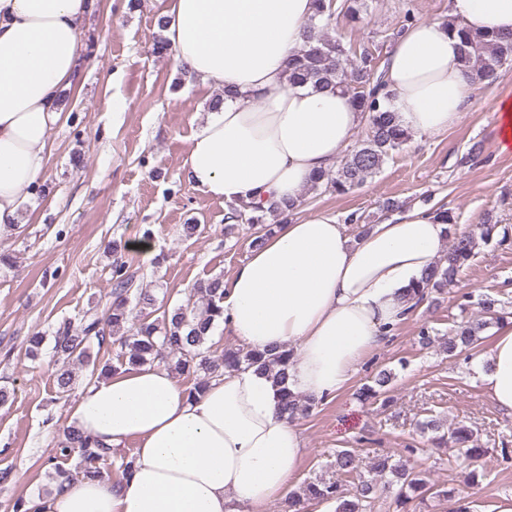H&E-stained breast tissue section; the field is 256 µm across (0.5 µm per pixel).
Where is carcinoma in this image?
I'll list each match as a JSON object with an SVG mask.
<instances>
[{
	"label": "carcinoma",
	"instance_id": "obj_1",
	"mask_svg": "<svg viewBox=\"0 0 512 512\" xmlns=\"http://www.w3.org/2000/svg\"><path fill=\"white\" fill-rule=\"evenodd\" d=\"M318 19L311 23L308 42L289 62V79L299 83H311L316 89H340L349 94L361 111L368 113V129L364 139L357 142L344 156L340 167L321 173L314 178L310 188L325 192L348 193L362 185L376 174L385 159L403 149L411 132L402 126L396 113L379 105L376 91L380 88L375 78L376 62L366 48L355 50L339 37L324 33L333 18L331 8L325 0H317ZM460 39L461 63L470 75L471 83L480 84L493 80L497 71L505 64H512V34L478 33L464 28L457 29ZM229 221L226 231L234 224L247 222L258 224L263 220L247 211V206L233 207L225 217ZM496 229L494 224H484L480 233H462L452 237L448 252L420 280L406 289L408 313L433 293H439L455 285L462 269L474 258L480 243L488 242ZM224 279L211 277L193 287L196 299L169 310L162 316L153 317L156 302L152 291L137 281L136 272L130 264L115 259L112 264V305L104 314L87 311L75 328L65 323L52 336L56 356L55 375L57 399L70 396L73 390L71 365L78 363L89 371V378L99 379L109 371L98 367L97 357L92 349L104 345H118L122 348V362L146 364L157 359L167 362L173 370L195 377L190 394L201 392L210 379L224 375V370H237L243 366L269 372L279 386L280 410L293 420L309 413L318 401L294 394L288 388V370L294 362V348L278 352L248 349L245 347L226 348L224 353L213 358L205 345L214 321L224 314ZM482 315L456 326L453 334L444 343V352L453 358L459 349L472 347L480 340V334L488 320L498 318V299L486 295L480 302ZM392 372L383 369L357 393L359 400L367 402L390 391ZM473 433L460 424L447 432L432 438V444L440 447L465 449L467 457L479 459L485 449L471 446ZM77 456L80 470L77 474L88 479H102L103 472L97 466L100 461L113 460L116 479L132 473L135 457L118 454L71 426L63 432V439L55 448L54 455L47 463L55 471V477H68L58 460ZM330 467L343 474L359 473L357 454L349 449L336 453ZM371 478L359 477L352 489H347L334 480L319 478L303 483L298 491L286 500L284 512H302L306 504H335V512H375L383 496L392 498L396 512H410L409 504L418 492L429 493L446 501L451 492L438 485H427L421 474L412 465L393 461L391 455H377L369 466Z\"/></svg>",
	"mask_w": 512,
	"mask_h": 512
}]
</instances>
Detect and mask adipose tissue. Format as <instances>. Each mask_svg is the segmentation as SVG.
Masks as SVG:
<instances>
[{
	"label": "adipose tissue",
	"instance_id": "obj_1",
	"mask_svg": "<svg viewBox=\"0 0 512 512\" xmlns=\"http://www.w3.org/2000/svg\"><path fill=\"white\" fill-rule=\"evenodd\" d=\"M93 6L0 0V229L19 223L28 189L46 180L49 137L62 92L80 79ZM315 13V0H168L164 36L178 63L202 87L231 93L191 136L184 168L195 189L268 215L272 203L301 201L366 123L348 95L288 79ZM451 20L510 33L512 0H449L447 21L422 20L398 37L382 81L417 133L448 130L467 108L471 82ZM446 230L420 206L357 238L331 210H290L225 282L224 332L249 348L295 346L289 388L331 399L400 322L402 293L435 265ZM471 367L512 415V326ZM71 418L106 447L135 442L133 472L117 484L64 481L31 499L30 512H265L304 455L277 388L251 368L225 371L193 395L165 363L128 365L86 389Z\"/></svg>",
	"mask_w": 512,
	"mask_h": 512
}]
</instances>
